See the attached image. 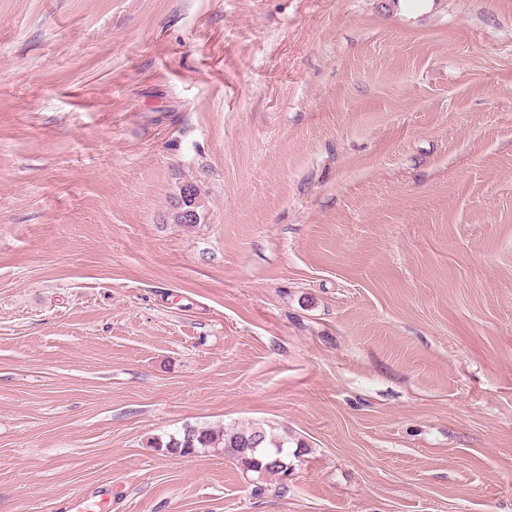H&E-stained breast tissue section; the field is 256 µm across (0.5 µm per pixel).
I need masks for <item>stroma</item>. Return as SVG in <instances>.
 <instances>
[{
  "label": "stroma",
  "mask_w": 512,
  "mask_h": 512,
  "mask_svg": "<svg viewBox=\"0 0 512 512\" xmlns=\"http://www.w3.org/2000/svg\"><path fill=\"white\" fill-rule=\"evenodd\" d=\"M105 483L512 512V0H0V512ZM198 188L191 182H186L181 186L178 203L171 216V221L175 224H182L186 227H194L200 224L201 216L197 210L196 198ZM187 210L192 212H186ZM256 447L252 452V448ZM161 448L171 453L191 454L197 449L217 448L224 457L231 459L246 472L256 474L254 492L261 495L264 492L265 480L275 477L288 476V457L303 455L307 448L296 444V448L288 451V439L276 436L265 425L254 423L245 428L209 430L205 428H182L178 437L173 435ZM232 450V452H231ZM260 460V463L255 459ZM260 468L262 470L260 471Z\"/></svg>",
  "instance_id": "35a3bbf8"
}]
</instances>
